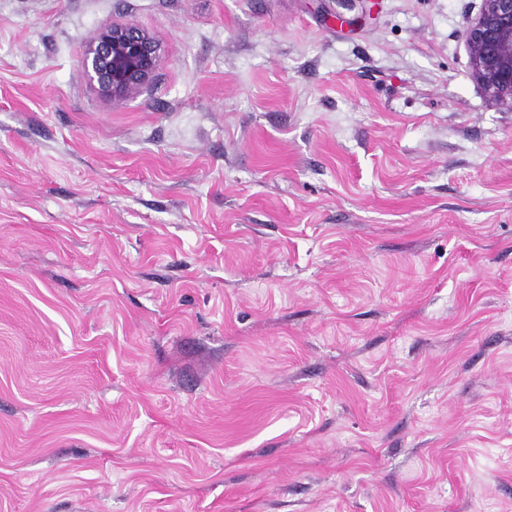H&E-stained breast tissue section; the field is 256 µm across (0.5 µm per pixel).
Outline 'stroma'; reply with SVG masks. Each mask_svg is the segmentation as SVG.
<instances>
[{"mask_svg":"<svg viewBox=\"0 0 512 512\" xmlns=\"http://www.w3.org/2000/svg\"><path fill=\"white\" fill-rule=\"evenodd\" d=\"M480 6L0 0V512H512ZM115 20L164 49L120 104ZM161 60L154 35L134 23L112 21L87 42L79 74L101 100L122 103L152 83Z\"/></svg>","mask_w":512,"mask_h":512,"instance_id":"obj_1","label":"stroma"}]
</instances>
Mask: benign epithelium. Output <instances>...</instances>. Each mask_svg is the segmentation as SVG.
<instances>
[{
  "label": "benign epithelium",
  "instance_id": "7a95c632",
  "mask_svg": "<svg viewBox=\"0 0 512 512\" xmlns=\"http://www.w3.org/2000/svg\"><path fill=\"white\" fill-rule=\"evenodd\" d=\"M464 43L472 79L512 112V0H482L464 31ZM161 60L162 46L154 35L134 23L114 21L87 42L79 74L101 100L122 103L152 83Z\"/></svg>",
  "mask_w": 512,
  "mask_h": 512
}]
</instances>
